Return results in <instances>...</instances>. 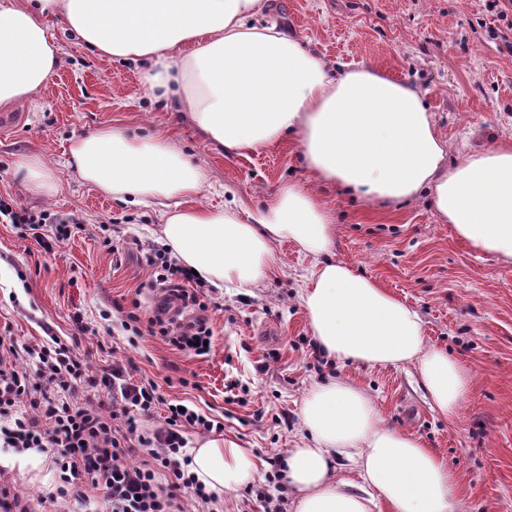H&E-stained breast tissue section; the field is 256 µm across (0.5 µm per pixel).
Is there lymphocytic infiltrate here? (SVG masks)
Returning <instances> with one entry per match:
<instances>
[{"label": "lymphocytic infiltrate", "instance_id": "1", "mask_svg": "<svg viewBox=\"0 0 512 512\" xmlns=\"http://www.w3.org/2000/svg\"><path fill=\"white\" fill-rule=\"evenodd\" d=\"M7 223L34 231L43 249L68 239V220L42 210L34 212L0 200ZM51 234H44V227ZM146 264L171 297L200 311L210 307L194 286L195 275L166 252L147 255ZM123 331L158 336L177 350L201 356L214 333L205 322L174 323L161 313L123 312ZM111 387V401L99 396ZM165 406L162 425H153L157 406ZM213 418L167 402L156 382H131L121 367L96 375L75 343L52 336L31 346L0 336V441L17 451L47 454L56 474L50 500L96 490L107 512H211L213 493L187 466L185 429H215Z\"/></svg>", "mask_w": 512, "mask_h": 512}]
</instances>
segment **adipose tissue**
Wrapping results in <instances>:
<instances>
[{
	"label": "adipose tissue",
	"instance_id": "obj_1",
	"mask_svg": "<svg viewBox=\"0 0 512 512\" xmlns=\"http://www.w3.org/2000/svg\"><path fill=\"white\" fill-rule=\"evenodd\" d=\"M266 0H0V106L34 104L60 61L48 18L98 58L138 65L150 91L173 98L204 140L243 156L293 136L315 184L360 199L429 195L442 223L477 251L512 261V145L450 165L448 143L421 92L364 65L330 68L266 21ZM78 176L106 194L164 202L165 247L202 281L253 288L275 265L274 246L315 257L300 301L320 349L341 362L413 366L432 409L454 416L466 369L427 347L418 313L377 281L330 259L335 230L321 198L283 183L257 211L182 207L202 195L199 165L171 139L116 129L76 139ZM309 445L293 448L286 477L295 512H457L456 478L422 442L391 427L372 397L347 381L315 384L300 415ZM190 472L213 493L258 473L249 448L209 439ZM357 479L336 475L337 463Z\"/></svg>",
	"mask_w": 512,
	"mask_h": 512
}]
</instances>
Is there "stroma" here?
I'll use <instances>...</instances> for the list:
<instances>
[{
    "instance_id": "stroma-1",
    "label": "stroma",
    "mask_w": 512,
    "mask_h": 512,
    "mask_svg": "<svg viewBox=\"0 0 512 512\" xmlns=\"http://www.w3.org/2000/svg\"><path fill=\"white\" fill-rule=\"evenodd\" d=\"M269 15L328 65L364 64L417 87L448 142V162L512 144V25L488 0H269ZM61 46L57 72L35 105L12 107L17 126L0 133V199L79 220L47 251L25 225L0 223V336L34 344L77 339L93 373L121 366L132 381L160 383L166 399H187L224 425L221 436L252 449L259 473L225 492L217 512H263L255 491L269 457L303 446L302 402L314 384L364 388L388 424L421 439L453 470L460 512H512V262L474 250L440 223L427 197L368 202L318 188L335 228L331 254L377 280L415 309L428 347L465 366L469 390L454 417L432 410L412 366L318 364L300 292L314 259L275 244L276 267L258 288L205 287L214 332L209 355L175 350L153 336L129 341L113 326L115 305L151 310L144 256L160 246L161 207L129 205L79 179L73 139L117 126L138 137L166 136L199 164L205 191L193 203L245 213L286 181L311 184L293 142L239 157L209 146L174 101L151 96L132 63L104 62L52 23ZM42 156L52 196L34 193L15 162ZM0 468L16 491L45 512L52 490L48 456L0 447Z\"/></svg>"
}]
</instances>
